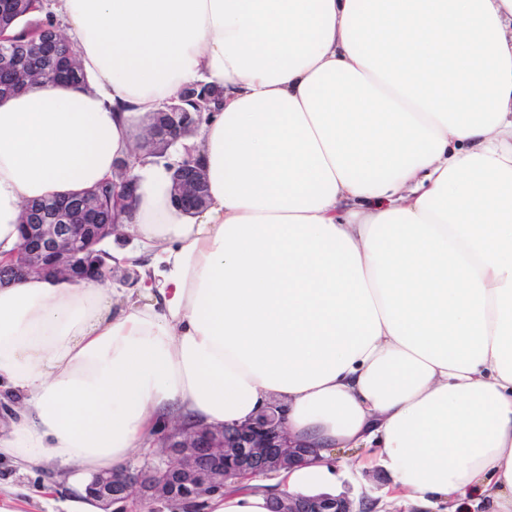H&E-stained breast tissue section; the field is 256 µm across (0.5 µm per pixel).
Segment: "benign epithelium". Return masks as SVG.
<instances>
[{
    "mask_svg": "<svg viewBox=\"0 0 512 512\" xmlns=\"http://www.w3.org/2000/svg\"><path fill=\"white\" fill-rule=\"evenodd\" d=\"M53 28L39 43L11 42L0 52V63L9 65L23 56L27 64L42 71L39 55L62 43ZM210 97L196 100L197 111L189 112L171 102L153 113L150 124L136 137L134 156L167 155L179 139L194 135L202 115L210 111ZM171 192L181 209L192 214L207 204V181L202 168L191 159L169 162ZM132 160L117 158L112 165V212L99 198L82 193L51 197L40 206H28L22 217L24 228L13 260L0 264V285L18 272L73 280L82 269H100L104 253L95 246L117 233L118 212L129 211L137 202V184L131 175ZM164 462L148 468H125L97 474L87 493L105 505L134 503L144 509L165 500L179 504H203L224 485L264 476L280 468L307 462L318 449L308 448L291 436L282 409L273 405L251 421L222 428H165L157 437ZM376 501L328 495L288 494L272 503L271 512H378Z\"/></svg>",
    "mask_w": 512,
    "mask_h": 512,
    "instance_id": "7a95c632",
    "label": "benign epithelium"
}]
</instances>
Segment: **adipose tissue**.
<instances>
[{"instance_id":"1","label":"adipose tissue","mask_w":512,"mask_h":512,"mask_svg":"<svg viewBox=\"0 0 512 512\" xmlns=\"http://www.w3.org/2000/svg\"><path fill=\"white\" fill-rule=\"evenodd\" d=\"M87 84L0 102V259L28 203L90 188L151 113L223 91L193 153L207 208L144 157L130 292L0 286V458L57 465L62 512L164 422L267 406L321 463L215 496L270 512L373 448L393 497L512 512V0H60Z\"/></svg>"}]
</instances>
